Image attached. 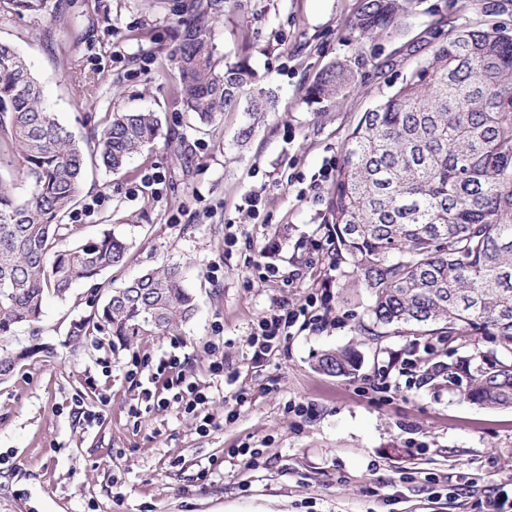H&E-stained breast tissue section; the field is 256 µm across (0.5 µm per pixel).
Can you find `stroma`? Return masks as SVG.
I'll list each match as a JSON object with an SVG mask.
<instances>
[{
    "instance_id": "35a3bbf8",
    "label": "stroma",
    "mask_w": 512,
    "mask_h": 512,
    "mask_svg": "<svg viewBox=\"0 0 512 512\" xmlns=\"http://www.w3.org/2000/svg\"><path fill=\"white\" fill-rule=\"evenodd\" d=\"M359 0H228L212 41L224 62L246 61L273 89L272 112L226 113L201 130L174 93L177 19L170 0H47L14 12L0 0V42L28 62L46 105L79 137L115 112L159 114L162 134L120 173L96 168L68 218L73 240L109 231L130 243L123 267L66 298L47 296L37 328L52 358L23 361L0 383V512H468L462 487L512 483V409H485L445 378L417 371L491 350L487 338L439 343L361 331L372 295L326 239L331 182L362 112L390 96L450 27L512 29V0H411L391 35L359 38L347 21ZM342 61L355 84L316 103L308 86ZM251 128L239 145L242 128ZM263 197L259 212L245 197ZM279 244L267 254V242ZM180 267L197 312L179 333L123 345L106 331L67 342L72 320L109 289L160 264ZM273 264L276 277L260 268ZM314 301L321 325L291 328L254 359L247 339L282 306ZM355 351L356 378L324 374L328 350ZM178 355L208 385L216 428L158 407L125 376L131 360ZM223 361V375L213 362ZM392 388H378L382 374ZM303 404V415L292 407ZM257 448V460L240 453Z\"/></svg>"
}]
</instances>
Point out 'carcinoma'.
<instances>
[{"instance_id":"obj_1","label":"carcinoma","mask_w":512,"mask_h":512,"mask_svg":"<svg viewBox=\"0 0 512 512\" xmlns=\"http://www.w3.org/2000/svg\"><path fill=\"white\" fill-rule=\"evenodd\" d=\"M225 0H174L178 45L172 56L183 109L203 125L226 112H267L270 90L256 89L246 62L220 64L211 32ZM410 0H360L350 21L362 37L391 34ZM354 79L344 62L322 70L308 88L314 101L338 95ZM161 135L153 112H114L93 151L46 106L26 61L0 42V159L22 155L25 200L0 176V381L34 356L54 354L35 342L4 345L22 325L40 321L48 294L67 296L125 263L129 244L111 233L68 243L63 223L78 204L88 167L124 169ZM330 218L336 255L347 260L373 304V325L453 342L484 336L495 348L450 363L444 376L465 399L512 408V31H448L385 100L362 113L333 181ZM194 294L178 267L162 264L108 292L91 319L74 320L68 343L90 327L124 344L170 334L190 321ZM318 370L353 379L351 351L320 355Z\"/></svg>"}]
</instances>
